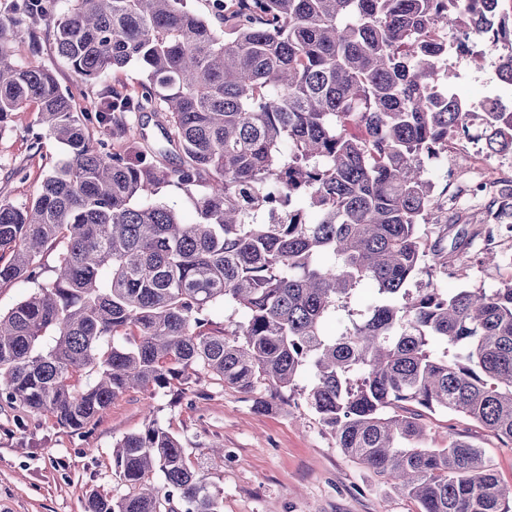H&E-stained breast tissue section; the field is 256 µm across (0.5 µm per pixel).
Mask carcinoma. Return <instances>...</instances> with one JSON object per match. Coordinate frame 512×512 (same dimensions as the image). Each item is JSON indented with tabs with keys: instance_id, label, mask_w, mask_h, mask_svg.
I'll return each instance as SVG.
<instances>
[{
	"instance_id": "cac0c4a2",
	"label": "carcinoma",
	"mask_w": 512,
	"mask_h": 512,
	"mask_svg": "<svg viewBox=\"0 0 512 512\" xmlns=\"http://www.w3.org/2000/svg\"><path fill=\"white\" fill-rule=\"evenodd\" d=\"M67 2L56 48L81 82L132 62L145 79L79 111L51 69L12 51L58 0L0 18V130L33 102L65 149L31 202H0V285L37 278L57 249L52 277L0 314V401L79 433L134 387L180 400L208 379L262 412L258 386L282 398L309 369L308 404L337 447L420 512H509L483 450L452 434L427 446L422 410L512 441V279L409 284L474 237L497 261L512 234V180L492 182L479 231L445 227L432 245L420 232L443 206L423 158L469 137L473 109L432 92L455 74L431 31H475L512 85V0H213L208 17L186 0ZM482 107L487 153L512 155V111ZM145 112L165 122L148 150L127 119ZM170 184L198 191L197 222L157 198ZM364 282L379 300L326 336ZM226 304L243 318L213 327ZM112 474L125 492L90 494L86 512H224L204 461L154 418L115 444Z\"/></svg>"
}]
</instances>
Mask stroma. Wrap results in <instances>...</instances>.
I'll return each mask as SVG.
<instances>
[{"label": "stroma", "instance_id": "35a3bbf8", "mask_svg": "<svg viewBox=\"0 0 512 512\" xmlns=\"http://www.w3.org/2000/svg\"><path fill=\"white\" fill-rule=\"evenodd\" d=\"M13 51L21 63L51 69L83 110L95 106L105 91L132 88L143 79L140 67L131 64L95 83L80 82L59 56L51 25L16 38ZM449 64L456 73L453 93L474 104L497 98L512 108V86L496 77L498 61L483 43L473 44L466 55L450 57ZM37 117V104H28L0 132L2 202L32 200L64 155L63 145L52 138L33 143ZM471 134L469 141L449 145L447 154L427 160L435 194H445L451 186L512 177V156L488 155L480 125H473ZM499 251L505 262L487 265L479 245H472L466 257L439 273L440 284L451 291L498 287L512 278V237L503 240ZM314 382L313 372H303L289 403L272 399L261 413L236 389L210 380L193 383L192 396L179 401L167 393L133 389L114 399L81 434L52 418L24 415L0 403V512H84L91 491L120 495L112 474V448L140 429L149 413L182 438L192 458L211 448L223 449L224 458L213 464L209 477L224 499V512H419L414 500L337 448L306 401ZM428 425L433 437L450 433L482 448L500 482L512 488V441L447 412L431 415Z\"/></svg>", "mask_w": 512, "mask_h": 512}]
</instances>
